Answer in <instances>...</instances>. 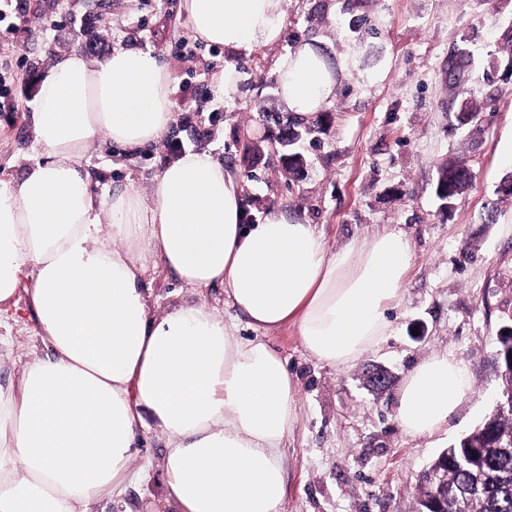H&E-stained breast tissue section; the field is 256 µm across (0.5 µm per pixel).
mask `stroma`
<instances>
[{"label": "stroma", "mask_w": 512, "mask_h": 512, "mask_svg": "<svg viewBox=\"0 0 512 512\" xmlns=\"http://www.w3.org/2000/svg\"><path fill=\"white\" fill-rule=\"evenodd\" d=\"M182 0H0V179L21 178L41 157L31 132L40 84L59 55L93 43V58L135 47L157 54L175 77V121L166 141L131 151L95 142L83 159L96 193L133 187L148 192L174 156L167 141L206 151L241 188L245 221L277 211L322 232L330 250L370 241L383 230L405 233L412 260L396 308L394 334L355 364L330 367L303 349L297 329L248 327L223 287H186L161 262L141 284L156 312L203 301L240 336L270 345L297 386L298 418L281 448L282 512H414L423 471L449 444L495 408L504 380L496 360L499 329L512 321V196L499 195L512 161V72L498 63L501 34L512 27V0H282L279 40L249 54L196 39ZM322 48L342 65L329 105L308 134L284 143L289 115L277 94V63L299 45ZM470 52L468 98L482 106L480 131L453 126L457 95L448 60ZM234 67L238 85L220 95L216 81ZM298 152L292 168L283 155ZM472 166L470 187L452 210L434 188L440 166ZM32 275H19L10 304L11 352L0 354V386H17L37 345ZM435 353L465 361L473 394L439 431L408 435L396 418V395L409 370ZM388 368L383 395L363 384L368 365ZM165 442L143 435V473L103 512H173L161 468Z\"/></svg>", "instance_id": "obj_1"}]
</instances>
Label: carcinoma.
Instances as JSON below:
<instances>
[{
	"label": "carcinoma",
	"instance_id": "carcinoma-1",
	"mask_svg": "<svg viewBox=\"0 0 512 512\" xmlns=\"http://www.w3.org/2000/svg\"><path fill=\"white\" fill-rule=\"evenodd\" d=\"M481 110L462 103L459 126L480 121ZM471 181L464 160L438 170L435 194L448 209ZM448 467V500L443 512H512V410L496 411L472 432L443 449L430 468Z\"/></svg>",
	"mask_w": 512,
	"mask_h": 512
}]
</instances>
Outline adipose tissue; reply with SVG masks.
Here are the masks:
<instances>
[{
    "label": "adipose tissue",
    "instance_id": "1",
    "mask_svg": "<svg viewBox=\"0 0 512 512\" xmlns=\"http://www.w3.org/2000/svg\"><path fill=\"white\" fill-rule=\"evenodd\" d=\"M196 38L232 53L276 42L280 0H184ZM278 95L310 117L337 73L311 44L281 60ZM174 78L156 55L119 49L57 57L33 108L43 158L0 179V304L30 269L45 355L0 389V512H97L134 480L144 430L166 441L162 470L177 512H281L280 448L297 390L278 353L236 335L214 308L151 311L140 285L149 258L192 289L222 285L248 326L295 325L304 350L331 367L357 362L391 335L410 266L395 230L329 250L312 225L273 212L244 221L238 189L206 152L154 178L149 197L96 195L81 161L99 138L135 149L175 120ZM473 393L469 366L419 361L397 398L413 437L438 431Z\"/></svg>",
    "mask_w": 512,
    "mask_h": 512
}]
</instances>
